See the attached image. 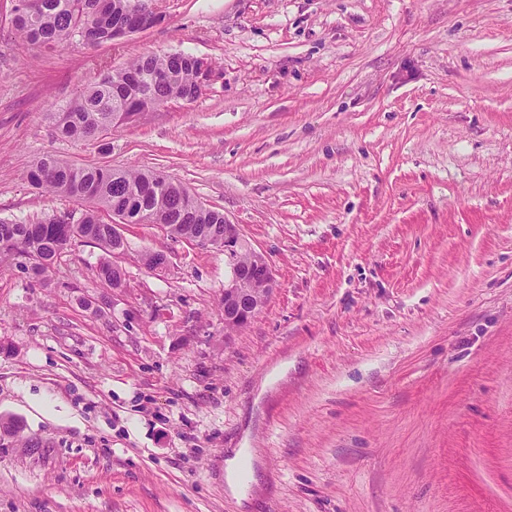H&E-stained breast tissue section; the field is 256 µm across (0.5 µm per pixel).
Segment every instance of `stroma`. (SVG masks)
I'll return each instance as SVG.
<instances>
[{
  "instance_id": "1",
  "label": "stroma",
  "mask_w": 512,
  "mask_h": 512,
  "mask_svg": "<svg viewBox=\"0 0 512 512\" xmlns=\"http://www.w3.org/2000/svg\"><path fill=\"white\" fill-rule=\"evenodd\" d=\"M156 7L44 51L0 0V218L81 211L29 185L45 153L155 170L276 286L225 329L227 258L157 224L122 225V288L80 241L46 282L0 268V512H512V0ZM170 52L218 71L194 101L57 134L106 70ZM244 446L264 468L242 506ZM252 457L251 448H235L232 457L224 461V480L226 487L239 501L248 499L249 482L239 471L238 462L242 457Z\"/></svg>"
}]
</instances>
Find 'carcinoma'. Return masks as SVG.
Wrapping results in <instances>:
<instances>
[{
    "label": "carcinoma",
    "mask_w": 512,
    "mask_h": 512,
    "mask_svg": "<svg viewBox=\"0 0 512 512\" xmlns=\"http://www.w3.org/2000/svg\"><path fill=\"white\" fill-rule=\"evenodd\" d=\"M11 22L23 42L48 49L74 42L97 47L131 25L127 0H40L35 16L19 14ZM196 64V56L175 52L140 57L123 69L110 71L61 108L67 119L56 130L63 138L86 141L118 128L119 112L178 98L193 100L200 94ZM27 178L38 190L87 207L76 220L55 214L39 224L1 219V265L23 259L37 274L51 272L77 239L112 253L123 243L112 236V221L103 220L101 213L110 215L114 208L128 210L136 224L164 225L175 238L224 244V213L201 208L182 183L151 171L75 166L47 154L36 161ZM97 276L111 288L124 286V273L108 260L99 263Z\"/></svg>",
    "instance_id": "carcinoma-1"
}]
</instances>
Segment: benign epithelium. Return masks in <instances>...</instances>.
<instances>
[{
    "instance_id": "7a95c632",
    "label": "benign epithelium",
    "mask_w": 512,
    "mask_h": 512,
    "mask_svg": "<svg viewBox=\"0 0 512 512\" xmlns=\"http://www.w3.org/2000/svg\"><path fill=\"white\" fill-rule=\"evenodd\" d=\"M130 12L134 16H145L146 22L138 30L152 27L161 16L152 7V0H130ZM224 255L232 265V275L224 287V324L244 326L257 314L258 306L251 296V288L258 285L269 294L275 288L272 267L265 256L245 247L237 225L224 220ZM250 254V261L239 263L242 253Z\"/></svg>"
}]
</instances>
